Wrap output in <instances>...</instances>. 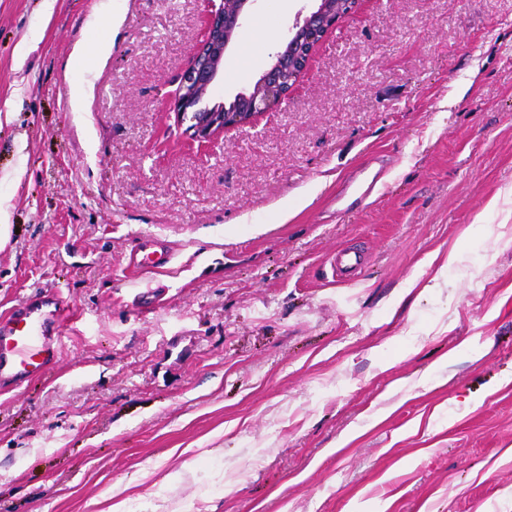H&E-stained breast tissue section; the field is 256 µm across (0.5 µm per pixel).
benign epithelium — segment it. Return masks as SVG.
I'll list each match as a JSON object with an SVG mask.
<instances>
[{
  "mask_svg": "<svg viewBox=\"0 0 512 512\" xmlns=\"http://www.w3.org/2000/svg\"><path fill=\"white\" fill-rule=\"evenodd\" d=\"M252 0H220L207 16L204 38L190 49V62L178 79L174 110L191 121L192 137L214 147L231 129L254 127L260 115L282 105L308 67L315 47L353 12L358 0H317L314 11L296 20L276 52L270 67L249 92H240L229 103L210 105L224 56L246 18Z\"/></svg>",
  "mask_w": 512,
  "mask_h": 512,
  "instance_id": "7a95c632",
  "label": "benign epithelium"
}]
</instances>
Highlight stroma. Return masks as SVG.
Here are the masks:
<instances>
[{
  "instance_id": "obj_1",
  "label": "stroma",
  "mask_w": 512,
  "mask_h": 512,
  "mask_svg": "<svg viewBox=\"0 0 512 512\" xmlns=\"http://www.w3.org/2000/svg\"><path fill=\"white\" fill-rule=\"evenodd\" d=\"M314 8L256 0L210 103ZM207 10L0 0V313H77L0 394V512H512V0H359L214 153L167 110ZM155 247L158 249L152 251H149L150 248L147 246L138 247L136 257L140 254V259L137 264L146 268H161L170 263L172 256L167 247L163 244L155 245Z\"/></svg>"
}]
</instances>
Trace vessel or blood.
Wrapping results in <instances>:
<instances>
[{"label": "vessel or blood", "mask_w": 512, "mask_h": 512, "mask_svg": "<svg viewBox=\"0 0 512 512\" xmlns=\"http://www.w3.org/2000/svg\"><path fill=\"white\" fill-rule=\"evenodd\" d=\"M69 318L62 302L45 295L28 298L12 313L0 315V391L19 387L55 366Z\"/></svg>", "instance_id": "obj_1"}]
</instances>
